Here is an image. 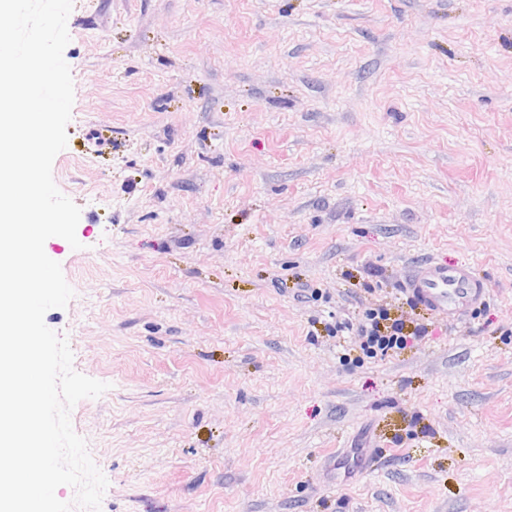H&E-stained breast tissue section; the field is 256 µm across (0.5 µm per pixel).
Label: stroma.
<instances>
[{
	"label": "stroma",
	"mask_w": 512,
	"mask_h": 512,
	"mask_svg": "<svg viewBox=\"0 0 512 512\" xmlns=\"http://www.w3.org/2000/svg\"><path fill=\"white\" fill-rule=\"evenodd\" d=\"M46 325L100 512H512V0H74ZM486 286L385 359L324 321ZM379 269L362 276L364 265ZM297 283L320 289L297 299ZM355 448L370 471L337 468ZM408 283L421 305L447 320L459 319L484 296L483 285L464 266L423 262L411 268Z\"/></svg>",
	"instance_id": "obj_1"
}]
</instances>
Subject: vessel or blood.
<instances>
[{
	"label": "vessel or blood",
	"mask_w": 512,
	"mask_h": 512,
	"mask_svg": "<svg viewBox=\"0 0 512 512\" xmlns=\"http://www.w3.org/2000/svg\"><path fill=\"white\" fill-rule=\"evenodd\" d=\"M409 289L429 311L447 320L462 317L484 296V288L463 266L424 262L411 268Z\"/></svg>",
	"instance_id": "b4317fda"
}]
</instances>
